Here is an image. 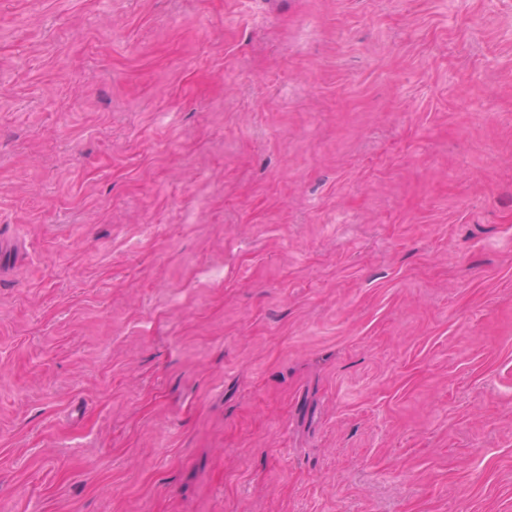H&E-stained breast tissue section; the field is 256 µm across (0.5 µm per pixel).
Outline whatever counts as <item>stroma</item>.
I'll return each mask as SVG.
<instances>
[{"mask_svg":"<svg viewBox=\"0 0 512 512\" xmlns=\"http://www.w3.org/2000/svg\"><path fill=\"white\" fill-rule=\"evenodd\" d=\"M0 512H512V0H0Z\"/></svg>","mask_w":512,"mask_h":512,"instance_id":"obj_1","label":"stroma"}]
</instances>
